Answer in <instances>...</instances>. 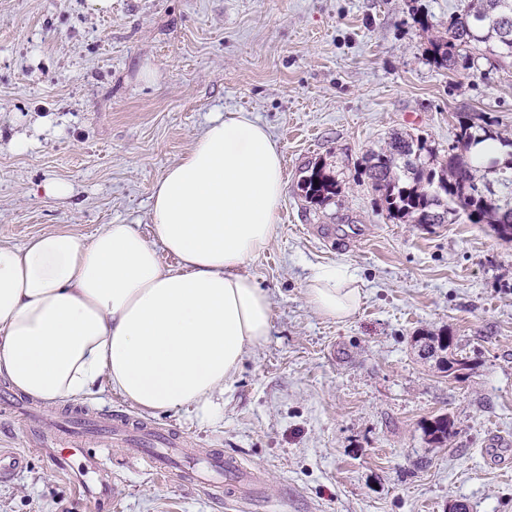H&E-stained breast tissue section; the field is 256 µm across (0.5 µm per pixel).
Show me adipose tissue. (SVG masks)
Returning <instances> with one entry per match:
<instances>
[{
  "label": "adipose tissue",
  "mask_w": 512,
  "mask_h": 512,
  "mask_svg": "<svg viewBox=\"0 0 512 512\" xmlns=\"http://www.w3.org/2000/svg\"><path fill=\"white\" fill-rule=\"evenodd\" d=\"M284 187L277 143L241 113L207 127L156 183L151 237L107 224L0 245V379L49 404L99 388L219 418L244 357L271 334L270 295L243 268L276 236ZM307 293L339 321L362 299L345 267L317 272Z\"/></svg>",
  "instance_id": "1"
}]
</instances>
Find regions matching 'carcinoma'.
<instances>
[{"mask_svg":"<svg viewBox=\"0 0 512 512\" xmlns=\"http://www.w3.org/2000/svg\"><path fill=\"white\" fill-rule=\"evenodd\" d=\"M437 65L454 73L474 67L483 59L496 71L512 62V0H468L448 15L445 32L431 43ZM456 133L448 151L440 154L427 141L410 133H396L378 152L365 157L364 173L381 194L387 216L414 224H446L448 216H462L470 224H486L495 236L512 243V138L473 122L466 113L456 115ZM498 192L484 194L488 182ZM304 197L323 203L337 196L336 182L315 165L302 183ZM451 344L447 336H418L415 345L442 352ZM427 440L442 444L451 434L448 416L424 427Z\"/></svg>","mask_w":512,"mask_h":512,"instance_id":"cac0c4a2","label":"carcinoma"}]
</instances>
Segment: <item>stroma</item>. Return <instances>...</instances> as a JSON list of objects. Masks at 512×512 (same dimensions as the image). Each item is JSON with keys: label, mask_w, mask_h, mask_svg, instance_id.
Wrapping results in <instances>:
<instances>
[{"label": "stroma", "mask_w": 512, "mask_h": 512, "mask_svg": "<svg viewBox=\"0 0 512 512\" xmlns=\"http://www.w3.org/2000/svg\"><path fill=\"white\" fill-rule=\"evenodd\" d=\"M463 0H0V245L106 224L149 231L155 183L217 118L264 124L283 157L279 229L245 271L272 302L268 342L246 355L224 415L148 412L118 393L62 401L180 428L194 461L156 472L141 448L100 439L112 484L28 452L21 411L0 412V512H512V243L484 224L388 218L363 174L392 133L444 151L458 112L512 136V68L449 73L428 48ZM428 13L431 27L416 18ZM151 65L155 82L141 80ZM25 151L12 147L15 139ZM338 183L306 201L307 166ZM52 181L70 192L53 197ZM349 267L364 296L344 321L308 300L316 269ZM448 336L471 370L422 359ZM448 416L452 434L423 427ZM224 454V487L181 470Z\"/></svg>", "instance_id": "35a3bbf8"}]
</instances>
